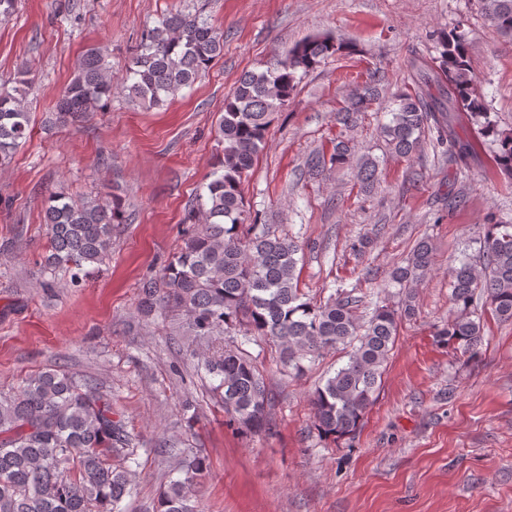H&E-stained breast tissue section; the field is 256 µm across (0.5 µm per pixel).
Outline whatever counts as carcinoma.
<instances>
[{
    "instance_id": "obj_1",
    "label": "carcinoma",
    "mask_w": 512,
    "mask_h": 512,
    "mask_svg": "<svg viewBox=\"0 0 512 512\" xmlns=\"http://www.w3.org/2000/svg\"><path fill=\"white\" fill-rule=\"evenodd\" d=\"M484 24L512 37V0H475ZM344 46L313 36L275 56L265 68L245 72L224 99L219 121L218 162L199 195L194 225L164 265L160 278L142 282L138 312L145 317L174 313L182 335L195 346L198 366L213 380L230 424L245 434L271 430L264 376L242 345L251 341L276 350L285 372L302 375L329 351L347 361L309 395L313 427L335 442L353 434L377 399L401 320L415 315L413 285L432 269L434 244L420 239L390 285L398 306L377 305L370 317L356 315L361 298L337 290L321 302L299 285L298 246L267 224L249 221L242 183L264 145L271 116L288 106L301 79ZM224 51V31L197 13H168L147 30L131 57L122 88L141 103L163 105L196 83ZM437 56L409 62L412 86L393 96L390 119L381 127L390 153L409 158L425 134L433 148H447L459 173L478 160L477 143L492 139V164L512 179V132L490 119L475 87L465 33L442 30ZM379 71L369 74L336 112L341 130L332 152L306 160L317 175L356 161L362 187L378 181V161L355 150L347 136L358 117L380 98ZM13 92L0 91V164L10 161L31 137V115L22 87L27 72L14 78ZM112 70L96 47L83 54L77 74L57 102V120L78 122L102 100L112 98ZM50 246L43 269L62 268L79 286L89 267L101 265L112 248V225L122 223L121 199L79 201L50 195L43 210ZM483 229V263L463 261L450 270L455 310L436 328L437 342L475 353L484 323L477 299L490 315L512 322V224L493 218ZM134 449L124 426L112 420V401L97 385L61 369L28 376L9 393L0 392V512H121L133 473L126 463ZM169 480L153 512H196L193 493L205 473L200 459L185 461Z\"/></svg>"
}]
</instances>
